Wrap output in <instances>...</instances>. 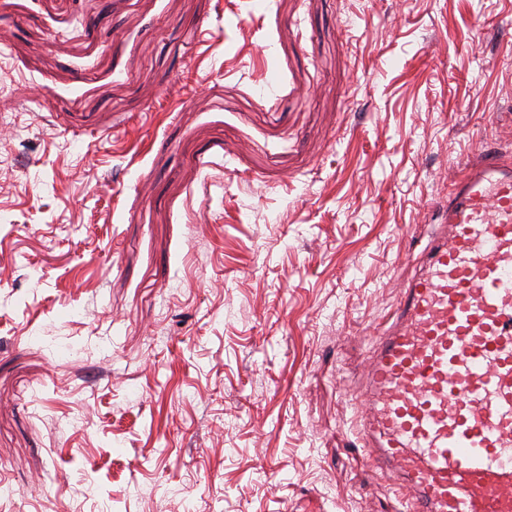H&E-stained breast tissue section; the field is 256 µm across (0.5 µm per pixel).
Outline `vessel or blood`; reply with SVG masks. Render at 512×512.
I'll return each mask as SVG.
<instances>
[{
	"label": "vessel or blood",
	"mask_w": 512,
	"mask_h": 512,
	"mask_svg": "<svg viewBox=\"0 0 512 512\" xmlns=\"http://www.w3.org/2000/svg\"><path fill=\"white\" fill-rule=\"evenodd\" d=\"M372 348L362 432L409 512H512V160L453 182Z\"/></svg>",
	"instance_id": "b4317fda"
}]
</instances>
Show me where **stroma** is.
Segmentation results:
<instances>
[{"mask_svg":"<svg viewBox=\"0 0 512 512\" xmlns=\"http://www.w3.org/2000/svg\"><path fill=\"white\" fill-rule=\"evenodd\" d=\"M491 151L512 0H0V512H405L368 332Z\"/></svg>","mask_w":512,"mask_h":512,"instance_id":"1","label":"stroma"}]
</instances>
